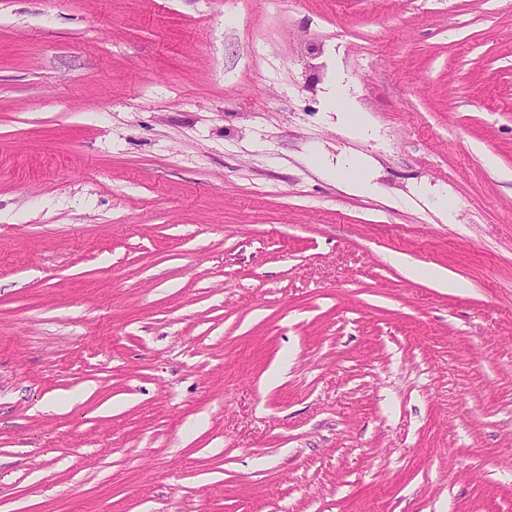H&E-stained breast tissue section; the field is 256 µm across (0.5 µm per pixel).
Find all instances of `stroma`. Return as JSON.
Segmentation results:
<instances>
[{"mask_svg":"<svg viewBox=\"0 0 512 512\" xmlns=\"http://www.w3.org/2000/svg\"><path fill=\"white\" fill-rule=\"evenodd\" d=\"M0 512H512V0H0Z\"/></svg>","mask_w":512,"mask_h":512,"instance_id":"obj_1","label":"stroma"}]
</instances>
